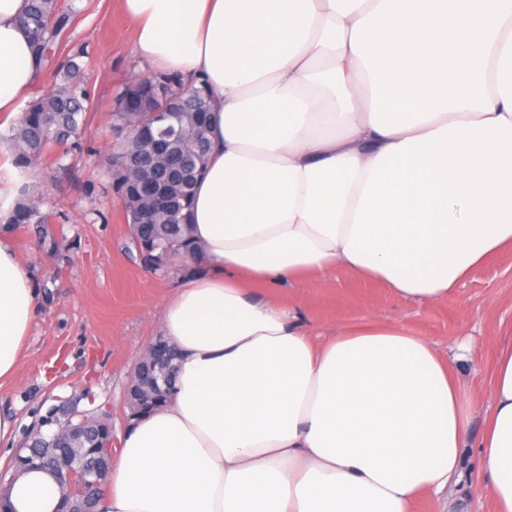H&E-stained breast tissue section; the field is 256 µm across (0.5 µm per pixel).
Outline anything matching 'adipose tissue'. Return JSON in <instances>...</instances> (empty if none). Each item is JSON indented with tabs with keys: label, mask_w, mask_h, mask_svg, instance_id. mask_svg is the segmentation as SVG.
<instances>
[{
	"label": "adipose tissue",
	"mask_w": 512,
	"mask_h": 512,
	"mask_svg": "<svg viewBox=\"0 0 512 512\" xmlns=\"http://www.w3.org/2000/svg\"><path fill=\"white\" fill-rule=\"evenodd\" d=\"M120 3L142 63L206 81L205 262L161 316L172 395L127 426L94 512H413L464 473L455 358L399 323L317 333L279 291L342 270L435 303L512 249V0ZM26 9L0 0L8 120L38 81ZM37 308L0 235V380ZM490 397L478 463L512 512V339ZM6 497L66 512L47 468Z\"/></svg>",
	"instance_id": "obj_1"
}]
</instances>
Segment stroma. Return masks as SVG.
Instances as JSON below:
<instances>
[{"label": "stroma", "instance_id": "1", "mask_svg": "<svg viewBox=\"0 0 512 512\" xmlns=\"http://www.w3.org/2000/svg\"><path fill=\"white\" fill-rule=\"evenodd\" d=\"M80 14L71 45L84 49L82 76L91 91L89 142L111 151L122 135L111 128L118 85L142 70L133 53L132 26L118 0H76ZM106 168L64 158L32 168L21 179L0 177V194L19 197L22 186L42 195L56 213L63 240L56 252L34 233L13 229L12 244L41 293L34 326L14 374L0 381V418L12 431L0 440V456L21 447L26 435L54 405L81 395L80 411L112 418V448L129 424L125 391L145 348L161 334L160 316L186 271H147L130 252V232L118 199L104 197ZM320 332L368 315L402 322L419 336L458 356L461 383L474 407L472 440L483 432L496 338L512 332V250L494 254L447 299L420 304L394 296L381 283L337 270L319 286L295 285L282 294ZM477 449L465 451L462 482L447 496L426 494L415 512H493L488 480L477 467Z\"/></svg>", "mask_w": 512, "mask_h": 512}]
</instances>
